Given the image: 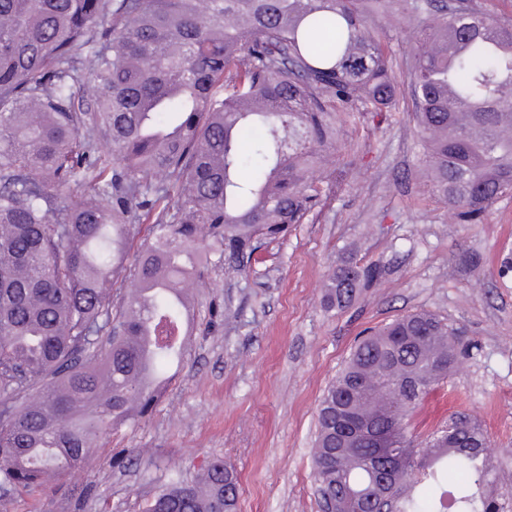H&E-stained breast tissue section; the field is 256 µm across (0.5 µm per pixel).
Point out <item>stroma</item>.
Listing matches in <instances>:
<instances>
[{"label": "stroma", "mask_w": 512, "mask_h": 512, "mask_svg": "<svg viewBox=\"0 0 512 512\" xmlns=\"http://www.w3.org/2000/svg\"><path fill=\"white\" fill-rule=\"evenodd\" d=\"M387 0L370 22L398 85L384 119L351 113L331 157L336 185L306 223L230 279L211 259L192 292V342L152 411L92 449L63 485L0 494V512H144L171 479L214 458L238 474V512H320L312 470L323 394L358 340L425 310L463 350L410 419L417 441L464 416L487 435L486 494L512 512V194L461 223L423 180L408 92L425 12ZM380 269L343 309H325L340 263Z\"/></svg>", "instance_id": "35a3bbf8"}]
</instances>
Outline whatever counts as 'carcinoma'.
<instances>
[{
    "label": "carcinoma",
    "instance_id": "obj_1",
    "mask_svg": "<svg viewBox=\"0 0 512 512\" xmlns=\"http://www.w3.org/2000/svg\"><path fill=\"white\" fill-rule=\"evenodd\" d=\"M363 2L0 0L1 488L61 482L104 434L143 418L188 344L180 296L201 256L243 273L323 200L335 174L325 155L349 114L378 117L397 92ZM426 10L414 120L434 190L472 224L512 192V22L433 0ZM141 223L152 239L128 266ZM379 275L338 266L325 305L349 306ZM457 355L454 328L429 312L362 339L320 404L318 487L379 508L370 449L337 438L336 421L413 442L409 417ZM486 440L468 420L416 461L391 449L381 468L395 512H499L483 492ZM237 500L217 459L146 512H237Z\"/></svg>",
    "mask_w": 512,
    "mask_h": 512
}]
</instances>
